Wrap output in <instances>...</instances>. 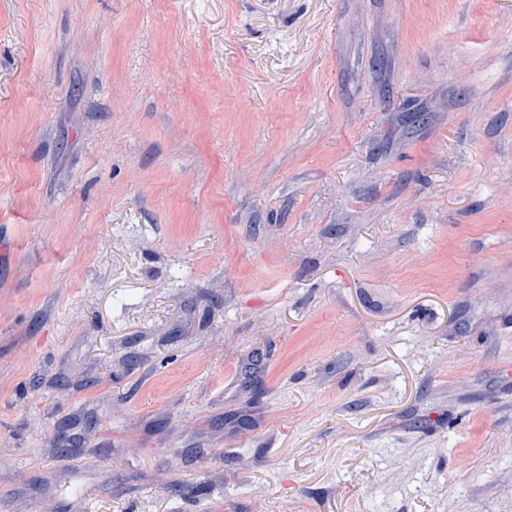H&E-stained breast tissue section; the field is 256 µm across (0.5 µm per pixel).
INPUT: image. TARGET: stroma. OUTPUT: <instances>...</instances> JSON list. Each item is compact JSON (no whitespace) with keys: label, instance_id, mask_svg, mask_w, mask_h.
Wrapping results in <instances>:
<instances>
[{"label":"stroma","instance_id":"35a3bbf8","mask_svg":"<svg viewBox=\"0 0 512 512\" xmlns=\"http://www.w3.org/2000/svg\"><path fill=\"white\" fill-rule=\"evenodd\" d=\"M0 512H512V0H0Z\"/></svg>","mask_w":512,"mask_h":512}]
</instances>
